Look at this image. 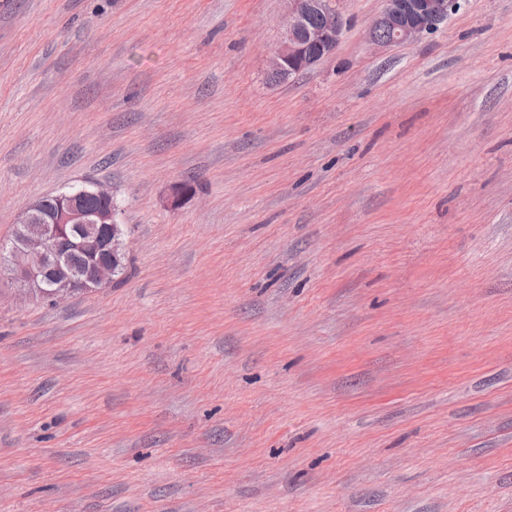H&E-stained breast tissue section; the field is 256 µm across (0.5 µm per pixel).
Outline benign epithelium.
Wrapping results in <instances>:
<instances>
[{
	"label": "benign epithelium",
	"mask_w": 512,
	"mask_h": 512,
	"mask_svg": "<svg viewBox=\"0 0 512 512\" xmlns=\"http://www.w3.org/2000/svg\"><path fill=\"white\" fill-rule=\"evenodd\" d=\"M288 15L280 47L267 73L294 78L332 55L344 30L341 0H286ZM371 22L368 38L380 45L417 41L448 22L462 0H383ZM316 47L320 55L310 51ZM88 197L99 201L89 208ZM48 208L41 197L18 215L10 246L0 244V279L7 276L25 286L33 297L57 300L75 293L107 288L123 267L122 229L112 192L88 184L52 196ZM110 257L97 258L101 245ZM80 253L87 264L78 266L71 255Z\"/></svg>",
	"instance_id": "obj_1"
}]
</instances>
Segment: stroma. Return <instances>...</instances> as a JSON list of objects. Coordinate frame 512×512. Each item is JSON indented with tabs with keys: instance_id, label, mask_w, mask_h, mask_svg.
<instances>
[{
	"instance_id": "1",
	"label": "stroma",
	"mask_w": 512,
	"mask_h": 512,
	"mask_svg": "<svg viewBox=\"0 0 512 512\" xmlns=\"http://www.w3.org/2000/svg\"><path fill=\"white\" fill-rule=\"evenodd\" d=\"M382 7L275 84L284 0H0V242L94 182L125 251L0 280V512H512V0ZM384 7L371 22L368 38L380 45L417 41L434 33L461 7L462 0H383Z\"/></svg>"
}]
</instances>
